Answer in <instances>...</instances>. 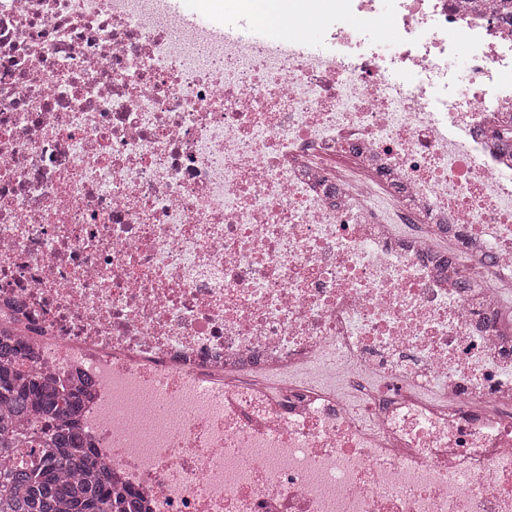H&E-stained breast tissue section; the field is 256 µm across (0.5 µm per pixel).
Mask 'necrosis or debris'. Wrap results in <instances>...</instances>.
<instances>
[{
    "mask_svg": "<svg viewBox=\"0 0 512 512\" xmlns=\"http://www.w3.org/2000/svg\"><path fill=\"white\" fill-rule=\"evenodd\" d=\"M221 13L0 0V333L150 512H512V5Z\"/></svg>",
    "mask_w": 512,
    "mask_h": 512,
    "instance_id": "necrosis-or-debris-1",
    "label": "necrosis or debris"
}]
</instances>
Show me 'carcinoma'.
Listing matches in <instances>:
<instances>
[{"instance_id": "carcinoma-1", "label": "carcinoma", "mask_w": 512, "mask_h": 512, "mask_svg": "<svg viewBox=\"0 0 512 512\" xmlns=\"http://www.w3.org/2000/svg\"><path fill=\"white\" fill-rule=\"evenodd\" d=\"M24 358L0 340V512H143L96 463L78 422L83 392L23 373Z\"/></svg>"}]
</instances>
